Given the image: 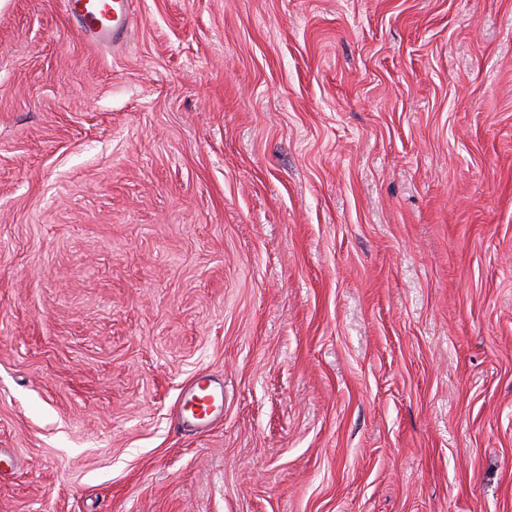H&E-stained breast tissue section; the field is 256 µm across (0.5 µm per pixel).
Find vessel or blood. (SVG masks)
<instances>
[{"instance_id":"vessel-or-blood-1","label":"vessel or blood","mask_w":512,"mask_h":512,"mask_svg":"<svg viewBox=\"0 0 512 512\" xmlns=\"http://www.w3.org/2000/svg\"><path fill=\"white\" fill-rule=\"evenodd\" d=\"M66 12L75 18L87 40L99 44H122L132 26V0H63ZM183 430L207 428L224 415V384L208 376L184 387L178 403Z\"/></svg>"}]
</instances>
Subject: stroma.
Listing matches in <instances>:
<instances>
[{
	"instance_id": "obj_1",
	"label": "stroma",
	"mask_w": 512,
	"mask_h": 512,
	"mask_svg": "<svg viewBox=\"0 0 512 512\" xmlns=\"http://www.w3.org/2000/svg\"><path fill=\"white\" fill-rule=\"evenodd\" d=\"M134 8L0 0V512H512V0ZM132 0H63L65 11L75 18L87 40L120 45L132 26ZM181 428L197 432L224 415V382L204 376L184 387L178 403Z\"/></svg>"
}]
</instances>
